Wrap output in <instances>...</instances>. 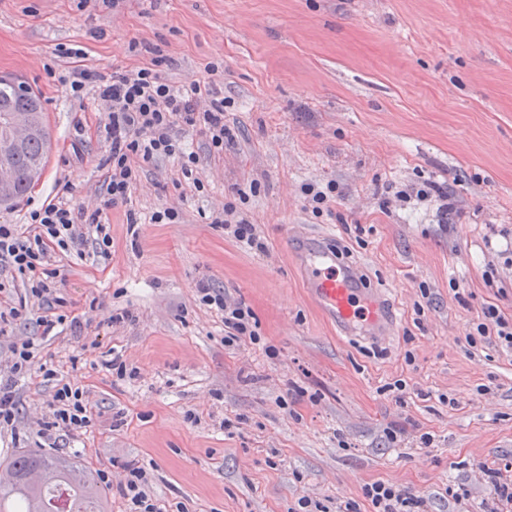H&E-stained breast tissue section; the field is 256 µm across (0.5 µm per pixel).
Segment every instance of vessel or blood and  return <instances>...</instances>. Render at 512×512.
<instances>
[{
	"instance_id": "vessel-or-blood-1",
	"label": "vessel or blood",
	"mask_w": 512,
	"mask_h": 512,
	"mask_svg": "<svg viewBox=\"0 0 512 512\" xmlns=\"http://www.w3.org/2000/svg\"><path fill=\"white\" fill-rule=\"evenodd\" d=\"M305 286L320 309L346 332L389 335L391 327L364 287L360 267L339 254L328 235L303 238Z\"/></svg>"
}]
</instances>
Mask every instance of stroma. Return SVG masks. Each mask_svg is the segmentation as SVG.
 <instances>
[{
	"label": "stroma",
	"instance_id": "obj_1",
	"mask_svg": "<svg viewBox=\"0 0 512 512\" xmlns=\"http://www.w3.org/2000/svg\"><path fill=\"white\" fill-rule=\"evenodd\" d=\"M133 39L163 43L169 83L211 81L238 134L216 157L186 135L202 155L194 178L173 159L146 166L127 205L102 215L108 261L57 252L62 312L80 325L57 326L42 355L83 389L92 424L57 437L51 454L110 477L107 512L127 510L115 483L129 464L186 512H288L303 496L370 512L362 488L375 481L428 512H457L454 484L472 505L489 500L474 465L512 466V355L484 343L468 354L464 332L485 305L512 316V272L486 277L512 252V0H122L116 13L103 0H0V76L42 95L52 141L41 180L0 209V224H27L59 182L72 207L99 203L105 108L57 78L143 66ZM214 60L223 68L211 74ZM251 180L260 192L243 210L263 253L208 221ZM311 181L338 191L318 217L300 194ZM427 181L450 187L447 221L434 202L383 208L387 183ZM164 206L179 223H150ZM293 233L333 235L363 266L392 325L385 341L344 335L318 312L287 251ZM202 282L252 309L259 342L225 346ZM424 296L431 305L416 312ZM114 350L134 378L104 367ZM52 387L36 369L19 381L0 465L36 449ZM394 423L397 445L385 437Z\"/></svg>",
	"mask_w": 512,
	"mask_h": 512
}]
</instances>
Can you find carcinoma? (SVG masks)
I'll return each instance as SVG.
<instances>
[{
    "mask_svg": "<svg viewBox=\"0 0 512 512\" xmlns=\"http://www.w3.org/2000/svg\"><path fill=\"white\" fill-rule=\"evenodd\" d=\"M27 112L36 119V129L19 148L6 145L4 115ZM44 105L38 94L10 81H0V167L13 175L16 198H22L39 176L51 140L44 123ZM7 480L0 482V512L5 502L15 500L26 512H104L101 487L82 479L73 470L57 465L55 458L36 451L16 455L3 469Z\"/></svg>",
    "mask_w": 512,
    "mask_h": 512,
    "instance_id": "obj_1",
    "label": "carcinoma"
}]
</instances>
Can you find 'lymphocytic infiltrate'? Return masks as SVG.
Returning a JSON list of instances; mask_svg holds the SVG:
<instances>
[{
	"mask_svg": "<svg viewBox=\"0 0 512 512\" xmlns=\"http://www.w3.org/2000/svg\"><path fill=\"white\" fill-rule=\"evenodd\" d=\"M130 50L145 51L148 63L135 70L116 68L106 77L76 68L65 78L76 93L93 86L106 108L110 145L105 159V195L98 207L89 213L77 211L60 199L33 211L27 228L0 224V270L27 278L30 296L44 310L55 302L54 285L60 275L55 264L56 250L72 251L81 258L89 254L96 260L110 259L112 236L101 216L105 209L127 203L144 164L175 157L181 163L183 175H192L199 158L196 152L187 150L180 131L188 130L202 137L209 153L214 155L223 154L225 143L235 138L234 126L224 118L225 100L210 85L194 82L185 89L173 87L164 77L171 58L160 45L141 47L134 43ZM259 191L258 183L253 181L237 188V202L225 203L212 214L211 221L223 225L236 242L263 252L267 249L264 240L241 209ZM198 291L204 303L223 311L225 345L257 341L253 314L245 303L229 301L204 284L199 285ZM465 341L471 347L482 341L511 353L512 318L497 306L488 305L466 333ZM8 349L11 363L6 379L0 381V433L15 426L16 381L28 374L39 354L31 338L10 340ZM43 373L55 386L51 411L38 422L40 437L49 441L59 433L89 427L91 412L83 390L58 380L54 369L44 368ZM117 489L127 502L128 512H161L151 495L144 469L126 467ZM362 494L370 501L372 512H426L423 499L390 483L364 485Z\"/></svg>",
	"mask_w": 512,
	"mask_h": 512,
	"instance_id": "f902f5d3",
	"label": "lymphocytic infiltrate"
}]
</instances>
